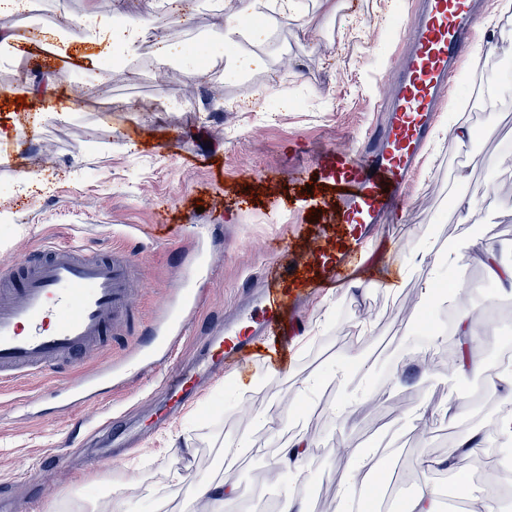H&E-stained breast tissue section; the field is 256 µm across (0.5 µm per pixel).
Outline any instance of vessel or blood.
<instances>
[{
	"label": "vessel or blood",
	"mask_w": 512,
	"mask_h": 512,
	"mask_svg": "<svg viewBox=\"0 0 512 512\" xmlns=\"http://www.w3.org/2000/svg\"><path fill=\"white\" fill-rule=\"evenodd\" d=\"M475 0H423L407 29L410 52L398 60L385 124L358 150L336 148L325 170L336 188V233L312 235L304 248L291 242L263 273L249 308L213 337L205 356L189 371L175 368L188 325L206 301L203 289L178 281L152 324L156 350L168 367L161 382L167 400L157 410L165 421L197 394L203 381L235 373L250 385L255 365L284 370L294 358L297 321L303 305L336 293L359 277H371L378 248L373 229L397 221L406 190L425 159L442 91L450 86L470 43ZM139 280L127 250L108 254L57 243L33 252L23 262L0 264V383L45 373L61 361L92 355L127 315ZM141 350L119 364L97 366L55 388L66 407L91 400L98 386L129 370L151 365Z\"/></svg>",
	"instance_id": "vessel-or-blood-1"
}]
</instances>
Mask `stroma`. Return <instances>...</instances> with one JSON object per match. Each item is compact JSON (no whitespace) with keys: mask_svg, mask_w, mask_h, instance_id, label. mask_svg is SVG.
Wrapping results in <instances>:
<instances>
[{"mask_svg":"<svg viewBox=\"0 0 512 512\" xmlns=\"http://www.w3.org/2000/svg\"><path fill=\"white\" fill-rule=\"evenodd\" d=\"M211 3L190 0L189 19L166 28L171 54L193 71L180 83L157 52L144 49L134 61L141 72L137 82L103 84L97 74L111 58L105 47L72 42L57 64L34 73L23 70L21 57L39 54V41L0 48V85L19 83L26 94L22 104L0 102V124L19 132L0 141V261H23L47 241H76L101 253L121 245L144 280L133 302L134 320L92 356L0 390V512H57L59 499L72 493L87 499L89 512H192V491L221 476L244 489L278 492L289 473L274 469L273 459L300 433L312 442L297 464L311 512H336L343 448L375 452L379 471L408 498L420 487L453 483V473L420 470L422 456L450 453L475 429L488 445L496 443L500 403L476 414L471 406L474 395L489 387L502 342L512 338V293L490 280L476 260L466 263L465 300L482 337L468 353L474 370L462 379L454 368L437 366L436 353L420 354L406 360V374L391 386L389 398L373 404L368 394L381 375L390 374L394 360L405 359L419 323L447 319L452 309L421 292L429 277L451 282L452 271L407 274L411 244L428 239L438 249L461 247L472 224L487 225L499 261L512 265V154L501 151L512 143V99L485 111L484 91L471 79L495 72L500 59H512V41L466 52L436 124L445 129L464 123L479 133V147L449 138L430 145L400 223L385 229L389 250L376 282L307 307L290 370L257 369L247 388L233 386L231 374H224L160 426L153 425L150 406L160 398L161 376L151 370L129 373L113 388L102 386L99 402L69 413L57 399L36 400L37 392L100 364L121 363L148 342L153 315L175 271L191 265L195 243L204 245L216 273L204 285L208 303L179 348L184 365L202 357L210 335L223 329L226 312L258 287L290 225L331 223L336 189L324 177V152L336 145L357 148L381 123L417 0H335L336 11L323 27L306 29L297 16L281 17L274 36L251 51L238 48L196 67L184 50L224 37ZM246 53L263 59V67L239 70L234 60ZM59 70L66 79L45 102L35 90L45 74ZM77 81L89 85L79 97L72 89ZM463 198L475 206L468 225L459 223L456 211ZM275 199L282 203L276 213L270 210ZM159 221L213 224L217 230H207L198 242L115 234L121 224ZM360 322L371 327L361 352L372 370L364 397L343 421L334 414L345 394L335 369L352 349L332 337ZM314 370L323 384L303 413L293 383ZM105 402L123 421L138 425L134 447L120 449L107 435L86 430L85 421L97 418ZM423 403L436 411L432 424L410 418ZM450 407L456 420L446 415ZM258 411L270 421L266 429L250 425ZM231 436L251 455L226 459L222 450ZM70 448L79 456L35 486L41 454Z\"/></svg>","mask_w":512,"mask_h":512,"instance_id":"obj_1","label":"stroma"}]
</instances>
